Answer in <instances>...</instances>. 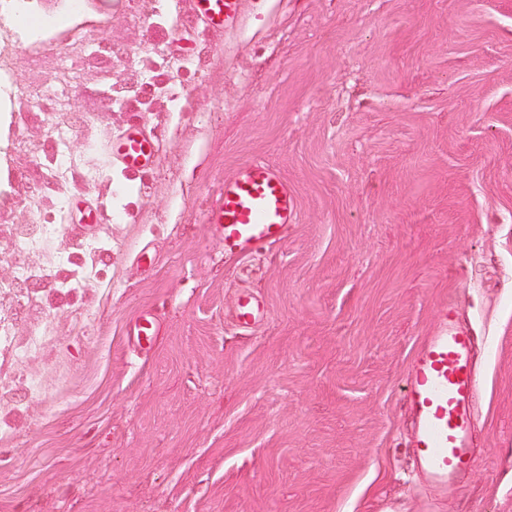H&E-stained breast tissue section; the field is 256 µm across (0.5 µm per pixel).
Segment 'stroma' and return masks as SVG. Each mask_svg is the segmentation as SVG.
I'll return each instance as SVG.
<instances>
[{"label":"stroma","mask_w":512,"mask_h":512,"mask_svg":"<svg viewBox=\"0 0 512 512\" xmlns=\"http://www.w3.org/2000/svg\"><path fill=\"white\" fill-rule=\"evenodd\" d=\"M26 7L45 39L11 48L0 102V512H512V0H243L221 33L192 0ZM161 22L182 58L130 179L107 149ZM252 160L299 222L230 258L203 212ZM244 291L269 308L250 329ZM443 304L482 380L448 496L404 384ZM266 314L265 303L250 292L239 294L234 311L235 322L242 329H250L261 322ZM160 326L147 310L140 311L125 326V335L140 349L150 351L155 346Z\"/></svg>","instance_id":"1"}]
</instances>
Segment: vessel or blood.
<instances>
[{"instance_id":"obj_1","label":"vessel or blood","mask_w":512,"mask_h":512,"mask_svg":"<svg viewBox=\"0 0 512 512\" xmlns=\"http://www.w3.org/2000/svg\"><path fill=\"white\" fill-rule=\"evenodd\" d=\"M194 10L215 33L234 26L242 0H193ZM124 173L137 177L154 166L157 144L140 123H131L110 144ZM298 220V197L280 169L270 162L245 163L224 180L211 200L204 221L224 241L230 256L247 257L284 241ZM266 314L265 303L250 292L239 294L234 311L238 327L249 329ZM440 323L417 346L408 366L406 399L414 421L412 455L441 487L454 485L460 472L474 464L472 432L480 382L474 363L475 341L457 323L455 311L439 309ZM160 333L157 320L140 311L125 334L141 350L153 349Z\"/></svg>"}]
</instances>
